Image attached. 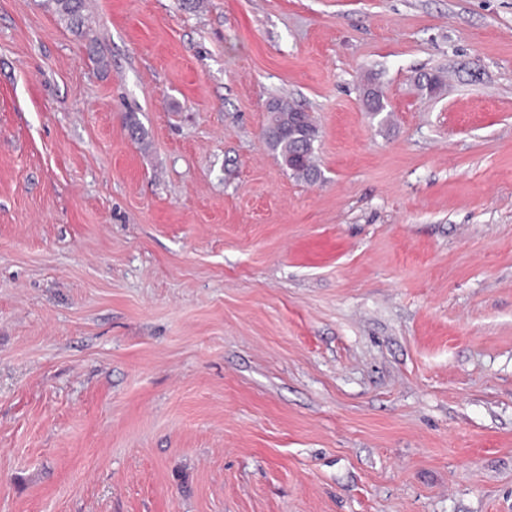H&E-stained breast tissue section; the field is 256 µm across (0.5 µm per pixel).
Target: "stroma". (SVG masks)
Returning a JSON list of instances; mask_svg holds the SVG:
<instances>
[{
    "label": "stroma",
    "mask_w": 512,
    "mask_h": 512,
    "mask_svg": "<svg viewBox=\"0 0 512 512\" xmlns=\"http://www.w3.org/2000/svg\"><path fill=\"white\" fill-rule=\"evenodd\" d=\"M82 14L0 0V512H512V0ZM269 112L271 118L264 133L266 146L293 175L306 181L316 180L319 172L313 163V156L317 130L310 115L296 104L282 100L275 101ZM310 144H313V148ZM297 152H301L304 161L288 168V155Z\"/></svg>",
    "instance_id": "stroma-1"
}]
</instances>
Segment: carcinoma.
I'll use <instances>...</instances> for the list:
<instances>
[{"mask_svg": "<svg viewBox=\"0 0 512 512\" xmlns=\"http://www.w3.org/2000/svg\"><path fill=\"white\" fill-rule=\"evenodd\" d=\"M59 11L68 17L75 26L82 23L83 0H56ZM271 118L265 129L266 146L275 153L283 166H288V155L301 153L304 161L290 167L293 175L306 181L318 178V170L313 163L317 130L310 115L301 107L278 100L270 107Z\"/></svg>", "mask_w": 512, "mask_h": 512, "instance_id": "obj_1", "label": "carcinoma"}]
</instances>
